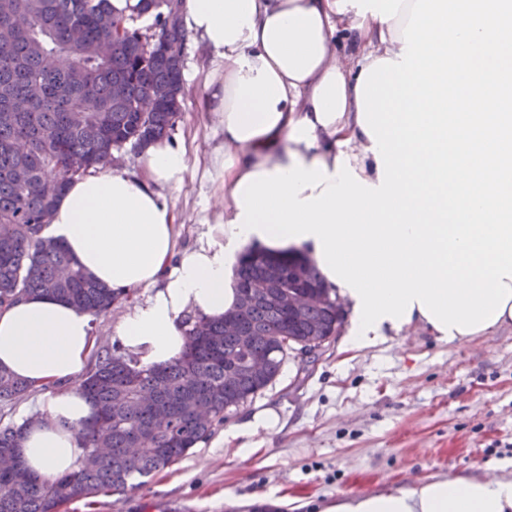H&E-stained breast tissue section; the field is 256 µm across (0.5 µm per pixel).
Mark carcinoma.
Listing matches in <instances>:
<instances>
[{"instance_id": "cac0c4a2", "label": "carcinoma", "mask_w": 512, "mask_h": 512, "mask_svg": "<svg viewBox=\"0 0 512 512\" xmlns=\"http://www.w3.org/2000/svg\"><path fill=\"white\" fill-rule=\"evenodd\" d=\"M136 13L119 14L109 0H0V307L23 296L49 295L93 317L108 312L128 294L116 292L76 267L65 248L43 234L49 214L67 184L72 165L89 174L112 164L115 145L126 140L147 145L168 136L180 112L182 66L165 53L144 51L138 32L186 41L183 24L168 23L173 0H141ZM149 20L150 24L137 27ZM112 54L102 59V40ZM42 87L24 112L5 116L12 100H26L32 85ZM118 84L120 101L112 97ZM159 85L174 95L152 101ZM237 284L263 276L267 286L252 291L250 303L224 314L185 319V352L164 367L139 365L117 349L96 352L94 367L81 384L97 415L77 430L83 452L108 441L94 465H77L63 475H35L18 458L26 423L0 426V512H61L72 498L121 495L137 480L171 468L206 440L224 413L253 398L280 374L293 345L330 341L342 322L336 300L293 313L278 302L285 290L327 292L316 264L301 255H269L247 250L235 269ZM233 319L250 333L242 350L224 335ZM264 361L262 374L249 362ZM29 386L0 373V403L23 397ZM164 409L171 421L156 422Z\"/></svg>"}]
</instances>
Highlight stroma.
Masks as SVG:
<instances>
[{
	"mask_svg": "<svg viewBox=\"0 0 512 512\" xmlns=\"http://www.w3.org/2000/svg\"><path fill=\"white\" fill-rule=\"evenodd\" d=\"M200 61L198 43L187 39L184 102L169 133L187 145L186 183L169 194L181 217V248L216 218L207 158L220 136L200 109ZM150 294L133 290L94 318L96 348L117 345L116 326ZM266 408L279 413L281 431L257 435L249 455L225 443V428ZM485 470L512 473V329L463 345L411 331L355 352L336 339L312 363L289 354L276 380L229 411L181 463L142 488L73 500L63 512H289V496L308 500L303 512H319L342 493Z\"/></svg>",
	"mask_w": 512,
	"mask_h": 512,
	"instance_id": "35a3bbf8",
	"label": "stroma"
}]
</instances>
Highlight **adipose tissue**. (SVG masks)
Here are the masks:
<instances>
[{
  "mask_svg": "<svg viewBox=\"0 0 512 512\" xmlns=\"http://www.w3.org/2000/svg\"><path fill=\"white\" fill-rule=\"evenodd\" d=\"M182 17L222 134L215 223L177 248L167 193L186 148L158 141L142 173L72 180L44 230L109 288L151 289L116 330L123 351L180 357L186 313L235 308L248 248L312 258L348 308L350 350L412 328L452 345L512 328V0H183ZM93 346L91 316L63 300L0 309V370L32 388L81 380ZM94 415L81 390L47 396L27 468L73 470ZM322 512H512V474L436 475Z\"/></svg>",
  "mask_w": 512,
  "mask_h": 512,
  "instance_id": "ef3b65f1",
  "label": "adipose tissue"
}]
</instances>
